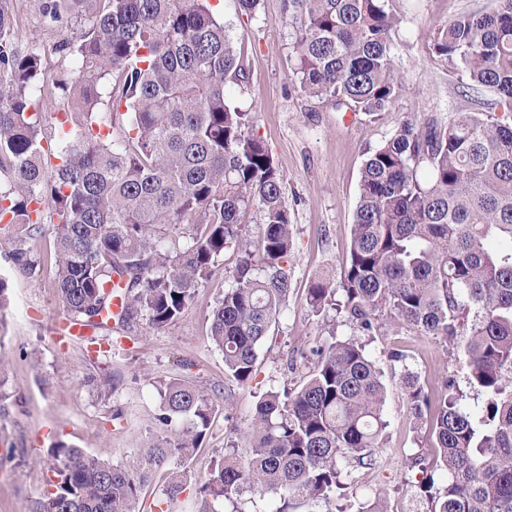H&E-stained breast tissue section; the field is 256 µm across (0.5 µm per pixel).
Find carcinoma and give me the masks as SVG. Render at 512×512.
<instances>
[{
    "label": "carcinoma",
    "instance_id": "obj_1",
    "mask_svg": "<svg viewBox=\"0 0 512 512\" xmlns=\"http://www.w3.org/2000/svg\"><path fill=\"white\" fill-rule=\"evenodd\" d=\"M84 3L88 23L59 44L64 64L45 80L44 58L14 42L13 0H0V224L17 235L15 261L29 273L47 256L32 243L53 230L58 301L96 331L112 318V279L124 283L127 325L140 315L160 329L211 283L230 247L239 258L209 326L227 374L253 377L258 349L292 290L285 264L294 246L284 184L251 113L228 80L243 57L207 0H44L59 23ZM387 0H284L294 31L292 77L300 90L365 115L399 97ZM433 51L474 86L492 90L504 115L463 112L442 125L411 114L370 150L360 172L342 300L314 282L312 312L337 305L370 335L387 318L419 336L463 349L469 385L484 398L473 413L456 383L431 397L403 375L412 414L434 437L423 473L427 512H512V0L439 27ZM53 99L70 125L60 163L42 162L34 105ZM259 204L257 244L242 228ZM306 371L284 394L257 401L246 457L212 461L196 488L204 512H241L245 492L273 497L270 512H312L344 495L359 469L378 465L385 386L366 345L331 338L300 353ZM164 433L127 462L58 441L49 449L51 490L35 512H138L144 487L166 475L163 495L185 490L182 467L214 423L204 391L171 378L157 386ZM445 473L435 486L434 473Z\"/></svg>",
    "mask_w": 512,
    "mask_h": 512
}]
</instances>
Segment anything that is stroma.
<instances>
[{"instance_id": "stroma-1", "label": "stroma", "mask_w": 512, "mask_h": 512, "mask_svg": "<svg viewBox=\"0 0 512 512\" xmlns=\"http://www.w3.org/2000/svg\"><path fill=\"white\" fill-rule=\"evenodd\" d=\"M238 48L246 56V76L231 85L230 95L253 113L257 132L269 147L283 176L285 203L293 225L295 248L288 263L293 288L271 330L258 349L249 384L233 381L224 358L210 343L208 319L225 288L233 281L238 253L226 249L210 285L199 289L181 317L161 329L145 318L126 327L109 323L105 350L60 335L53 263L36 275L26 274L12 259L13 234L0 231V280L8 306L0 312V391L7 396L0 414V512H32L47 491L56 441L129 460L157 432V384L181 377L209 394L218 417L188 466V485L167 512H197L191 490L204 481L210 461L235 448L246 452L245 435L262 394L284 391L295 382L288 362L297 352L330 338L363 339L376 360L386 386L385 444L376 469L355 472L344 499L316 512H359L363 502L382 499L387 512H426L414 456H432L425 424L407 406L405 371L418 374L429 391L453 378L468 409H479L483 397L470 388V369L461 348L429 339L391 322L363 336L344 316L313 313L306 301L319 277L339 282L349 253L351 225L359 195L360 171L367 151L389 139L406 113L447 124L459 113L489 110L494 93L467 88L463 72L449 69L433 51L439 26L458 15L491 9L493 0H388L398 20L391 32L394 67L402 82L396 104L373 116L336 111L302 93L291 78L292 31L283 23V0H260L255 14L236 10L233 0H210ZM82 16L54 25L42 14V0H18L15 42L19 48L40 46L49 67L60 57L56 46L74 36ZM402 351L405 363L392 360ZM111 389H103L104 381Z\"/></svg>"}]
</instances>
